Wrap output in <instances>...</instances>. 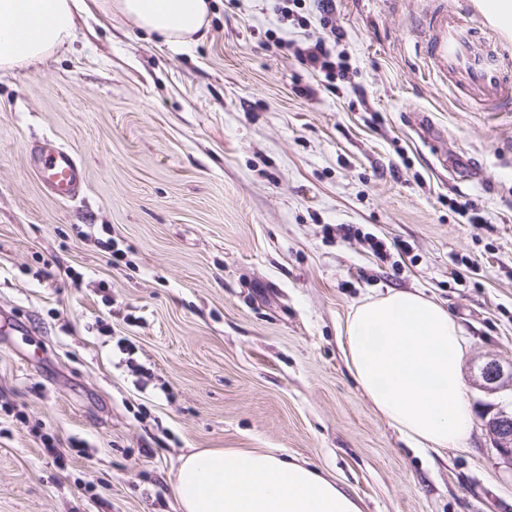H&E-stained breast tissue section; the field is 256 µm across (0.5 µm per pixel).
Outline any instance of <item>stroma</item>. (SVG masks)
Segmentation results:
<instances>
[{
    "mask_svg": "<svg viewBox=\"0 0 512 512\" xmlns=\"http://www.w3.org/2000/svg\"><path fill=\"white\" fill-rule=\"evenodd\" d=\"M425 4L306 0L300 26L213 0L178 44L95 10L0 74V512H179L193 448L276 449L363 512H512L485 427L512 391L477 381L512 364V111L428 78ZM328 22L349 63L331 84L279 47ZM45 139L83 165L78 198L44 187ZM390 290L461 328L465 447L419 453L348 368L349 314ZM480 387L487 392L512 390V365L505 368L498 360L488 359L478 367Z\"/></svg>",
    "mask_w": 512,
    "mask_h": 512,
    "instance_id": "1",
    "label": "stroma"
}]
</instances>
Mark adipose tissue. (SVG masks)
<instances>
[{
	"label": "adipose tissue",
	"mask_w": 512,
	"mask_h": 512,
	"mask_svg": "<svg viewBox=\"0 0 512 512\" xmlns=\"http://www.w3.org/2000/svg\"><path fill=\"white\" fill-rule=\"evenodd\" d=\"M98 10L168 43L208 25L210 0H94ZM83 0H0V72L34 66L68 44ZM348 366L372 406L426 449L462 447L473 416L462 375L466 347L447 308L413 291L359 304L345 325ZM180 512H362L358 500L305 463L269 449L182 455Z\"/></svg>",
	"instance_id": "ef3b65f1"
}]
</instances>
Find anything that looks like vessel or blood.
<instances>
[{"instance_id":"1","label":"vessel or blood","mask_w":512,"mask_h":512,"mask_svg":"<svg viewBox=\"0 0 512 512\" xmlns=\"http://www.w3.org/2000/svg\"><path fill=\"white\" fill-rule=\"evenodd\" d=\"M512 32V17L500 14L496 0H479L463 10L451 0H429L415 44L432 80L450 88L478 112L512 105V56L502 52L503 33ZM40 173L63 200L79 195L85 173L69 151L45 144Z\"/></svg>"}]
</instances>
